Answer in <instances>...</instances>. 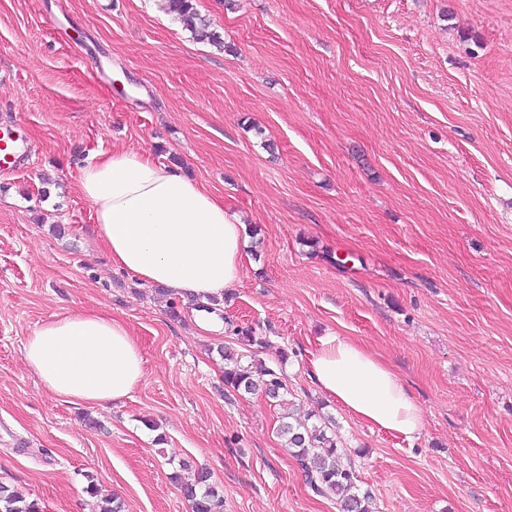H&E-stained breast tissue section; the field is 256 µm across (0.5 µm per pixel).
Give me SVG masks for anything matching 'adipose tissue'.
Masks as SVG:
<instances>
[{"mask_svg":"<svg viewBox=\"0 0 512 512\" xmlns=\"http://www.w3.org/2000/svg\"><path fill=\"white\" fill-rule=\"evenodd\" d=\"M113 264L146 284L208 301L239 282L243 226L196 181L146 152L116 150L77 182ZM23 362L49 394L101 406L131 396L145 359L127 326L98 310L52 316L23 346ZM317 387L354 417L412 441L424 416L398 374L349 337L318 340L309 360Z\"/></svg>","mask_w":512,"mask_h":512,"instance_id":"1","label":"adipose tissue"}]
</instances>
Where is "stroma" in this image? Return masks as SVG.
<instances>
[{
  "mask_svg": "<svg viewBox=\"0 0 512 512\" xmlns=\"http://www.w3.org/2000/svg\"><path fill=\"white\" fill-rule=\"evenodd\" d=\"M197 7L223 47L162 0H0V123L32 147L0 175V482L43 512L101 496L191 512L171 475L203 467L224 512H340L284 448L279 407L225 388L228 345L282 366L297 419L334 418L375 512H512V0ZM117 149L179 168L243 224L222 331L95 236L77 178ZM82 308L142 348L121 403L61 401L23 362L35 327ZM243 327L270 347L239 345ZM329 333L394 368L418 439L320 393L308 361Z\"/></svg>",
  "mask_w": 512,
  "mask_h": 512,
  "instance_id": "obj_1",
  "label": "stroma"
}]
</instances>
